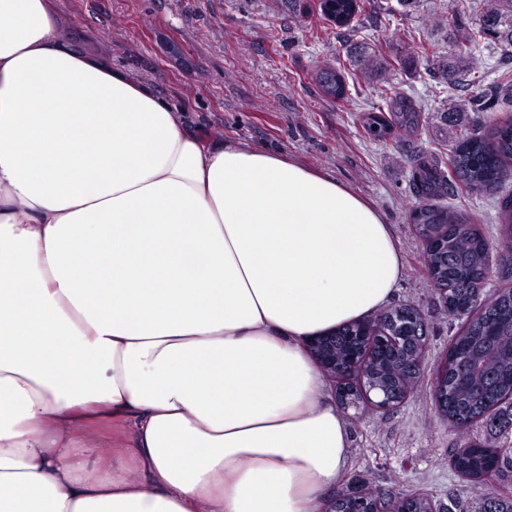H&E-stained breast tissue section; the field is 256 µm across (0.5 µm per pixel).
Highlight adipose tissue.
Here are the masks:
<instances>
[{"label": "adipose tissue", "instance_id": "adipose-tissue-1", "mask_svg": "<svg viewBox=\"0 0 512 512\" xmlns=\"http://www.w3.org/2000/svg\"><path fill=\"white\" fill-rule=\"evenodd\" d=\"M402 271L349 186L0 0V512H320L350 434L307 343Z\"/></svg>", "mask_w": 512, "mask_h": 512}]
</instances>
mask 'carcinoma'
Instances as JSON below:
<instances>
[{"mask_svg": "<svg viewBox=\"0 0 512 512\" xmlns=\"http://www.w3.org/2000/svg\"><path fill=\"white\" fill-rule=\"evenodd\" d=\"M323 16L339 26H347L360 12L359 0H320ZM478 34L487 36L505 48H512V0H484L478 14ZM418 47L427 61L444 78L457 83L477 62L462 51L453 64L437 63L434 46L419 40ZM322 96L332 100L347 98L348 86L335 67L321 69L315 77ZM499 86L494 85L468 97L473 112H490L498 102ZM388 113L369 112L363 120L364 131L382 143L396 131H410L418 124L419 109L408 97L396 92ZM512 177V118L492 124L485 134H463L452 148L448 169L439 161L416 164L413 186L420 198L412 211V223L425 242L423 265L430 283L453 307L450 314L465 317L448 351V370L441 383L440 412L448 423L463 428L480 420L491 428L512 427V286L482 296V288L491 271L490 257L497 253L499 265H512V195L500 200L498 244L476 226V220L464 213H450L441 200L459 191L478 195L499 188ZM375 324L383 325L398 337V347L390 361L372 375L373 385L393 395L404 386L415 387L420 368L416 357L424 347V320L417 309L402 306L363 322L338 328L332 344L336 362L352 357L362 337L372 335ZM454 469L480 489L494 483L483 512H512V485L504 475L512 472V448H498L480 440L468 439L452 449ZM364 494L336 499L334 512H370L372 500ZM389 507L398 512H433L429 500L421 495L389 498Z\"/></svg>", "mask_w": 512, "mask_h": 512, "instance_id": "cac0c4a2", "label": "carcinoma"}]
</instances>
